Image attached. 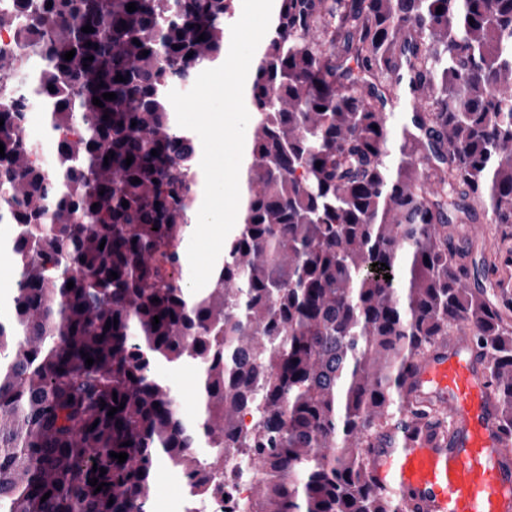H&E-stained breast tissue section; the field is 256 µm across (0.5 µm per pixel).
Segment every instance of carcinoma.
<instances>
[{"label": "carcinoma", "instance_id": "carcinoma-1", "mask_svg": "<svg viewBox=\"0 0 512 512\" xmlns=\"http://www.w3.org/2000/svg\"><path fill=\"white\" fill-rule=\"evenodd\" d=\"M235 14L236 0L0 11L17 41L0 50V250L16 271L0 512H154L164 460L200 512L239 476L232 454L266 471L239 512H396L370 450L405 404L448 425L408 379L460 326L512 439V297L489 298L485 264L448 231L481 212L512 236V0H277L250 81L240 223L193 293L197 138L165 87L218 62ZM32 95L49 109L47 170L20 134ZM163 364L199 375L195 419Z\"/></svg>", "mask_w": 512, "mask_h": 512}]
</instances>
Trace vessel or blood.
Listing matches in <instances>:
<instances>
[{
    "instance_id": "1",
    "label": "vessel or blood",
    "mask_w": 512,
    "mask_h": 512,
    "mask_svg": "<svg viewBox=\"0 0 512 512\" xmlns=\"http://www.w3.org/2000/svg\"><path fill=\"white\" fill-rule=\"evenodd\" d=\"M419 394L444 409L453 433L441 438L400 408L371 456L375 483L399 512H512V441L500 430L482 351L468 329L448 350L420 360Z\"/></svg>"
}]
</instances>
